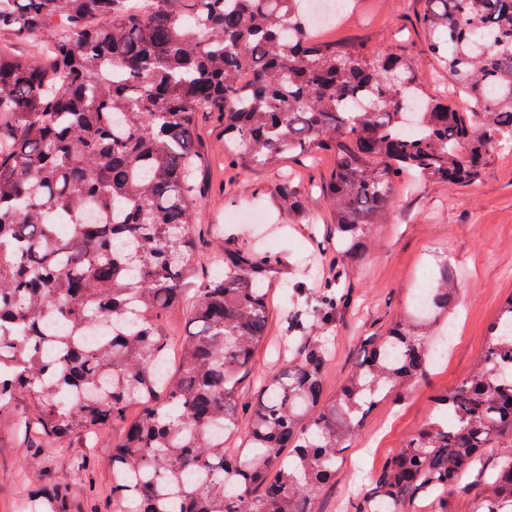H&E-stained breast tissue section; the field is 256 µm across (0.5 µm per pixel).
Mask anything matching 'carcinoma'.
Masks as SVG:
<instances>
[{
	"label": "carcinoma",
	"instance_id": "obj_1",
	"mask_svg": "<svg viewBox=\"0 0 512 512\" xmlns=\"http://www.w3.org/2000/svg\"><path fill=\"white\" fill-rule=\"evenodd\" d=\"M304 0H0V425L39 448L18 512H78L98 474L95 437L117 430L112 503L121 512H311L373 410L425 375L446 339L458 284L435 264L421 303L360 344L331 398L332 333L350 308L337 280L268 289L299 259L250 241L224 248L199 224V121L224 136V165L273 169L335 153L322 193L338 274L367 256L372 226L414 177L473 183L512 143V0H423L424 52L473 109L429 96L414 57L318 40ZM58 23L48 41L30 38ZM252 74L248 84L239 81ZM304 218V194L275 189ZM65 307L48 312L52 301ZM186 310L175 336L167 314ZM104 324L98 343L83 336ZM294 356L259 387L268 336ZM512 434V296L473 373L434 398L431 417L385 460L347 512H403L475 471ZM244 435L234 455L226 442ZM485 485L483 512H512V454Z\"/></svg>",
	"mask_w": 512,
	"mask_h": 512
}]
</instances>
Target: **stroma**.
<instances>
[{
    "label": "stroma",
    "mask_w": 512,
    "mask_h": 512,
    "mask_svg": "<svg viewBox=\"0 0 512 512\" xmlns=\"http://www.w3.org/2000/svg\"><path fill=\"white\" fill-rule=\"evenodd\" d=\"M420 10V0H352L350 9L320 37L377 55L415 52L417 78L429 93L442 97L448 93V74L437 60L420 52L426 39ZM333 163L332 154L322 152L288 159L270 171L204 170L209 194L199 221L224 225L227 232L262 246L298 253L307 263L295 268V276L317 281L325 263L309 240L282 228L273 213L272 190L288 179L298 184L307 198L309 217L321 234H328L330 216L321 183ZM437 255L448 258L460 281L448 352L425 377L404 388L397 404L379 409L352 438L335 482L315 495L313 512H345L349 500L366 490L401 440L429 418L433 396L453 388L484 349L490 322L512 295L511 143L471 186L402 183L395 188L392 207L373 228L369 257L354 264L345 282L354 304L336 329L325 376L327 390H335L355 361L361 340L384 331L399 316ZM481 499L482 487L471 478L466 493L450 497L447 504L415 500L405 512H481Z\"/></svg>",
    "instance_id": "stroma-1"
}]
</instances>
